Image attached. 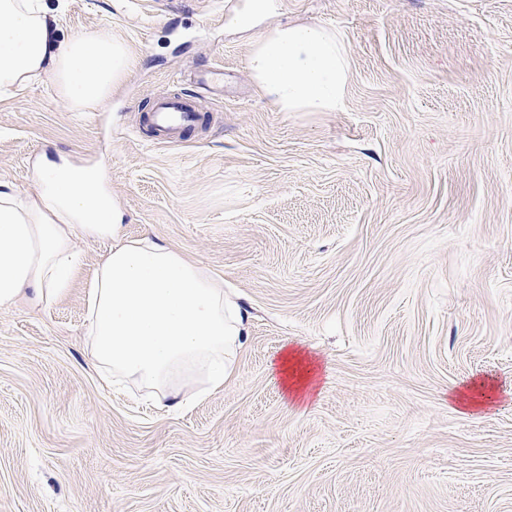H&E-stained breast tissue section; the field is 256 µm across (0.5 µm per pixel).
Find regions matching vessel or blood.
Returning a JSON list of instances; mask_svg holds the SVG:
<instances>
[{"instance_id":"obj_1","label":"vessel or blood","mask_w":512,"mask_h":512,"mask_svg":"<svg viewBox=\"0 0 512 512\" xmlns=\"http://www.w3.org/2000/svg\"><path fill=\"white\" fill-rule=\"evenodd\" d=\"M145 120L156 140L178 143L200 123L201 109L196 96L190 93L160 96L151 102Z\"/></svg>"}]
</instances>
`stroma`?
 Returning <instances> with one entry per match:
<instances>
[{
  "mask_svg": "<svg viewBox=\"0 0 512 512\" xmlns=\"http://www.w3.org/2000/svg\"><path fill=\"white\" fill-rule=\"evenodd\" d=\"M60 39L99 33L136 65L71 111L50 75L0 100V183L95 170L124 215L223 276L249 334L223 388L157 409L89 357L86 287L0 307V512H512V0H275L256 31L341 36L339 112H280L248 68L244 0H48ZM183 144L150 141L159 96L196 90ZM316 373L293 397L282 354ZM486 378L492 405L449 398Z\"/></svg>",
  "mask_w": 512,
  "mask_h": 512,
  "instance_id": "obj_1",
  "label": "stroma"
}]
</instances>
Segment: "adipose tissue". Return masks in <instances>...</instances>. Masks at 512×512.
<instances>
[{
    "label": "adipose tissue",
    "mask_w": 512,
    "mask_h": 512,
    "mask_svg": "<svg viewBox=\"0 0 512 512\" xmlns=\"http://www.w3.org/2000/svg\"><path fill=\"white\" fill-rule=\"evenodd\" d=\"M47 0H0V94L23 93L51 74L74 112L109 98L133 66L122 42L98 34L59 40ZM254 81L281 112H337L349 62L335 33L313 24H281L257 38L247 60ZM36 195L0 190V306L52 305L70 286L80 239H113L94 271L86 305L92 359L116 378H137L157 404L179 408L174 381L200 372L223 387L229 358L247 332L224 280L149 236L123 240V214L97 175L44 162Z\"/></svg>",
    "instance_id": "adipose-tissue-1"
}]
</instances>
